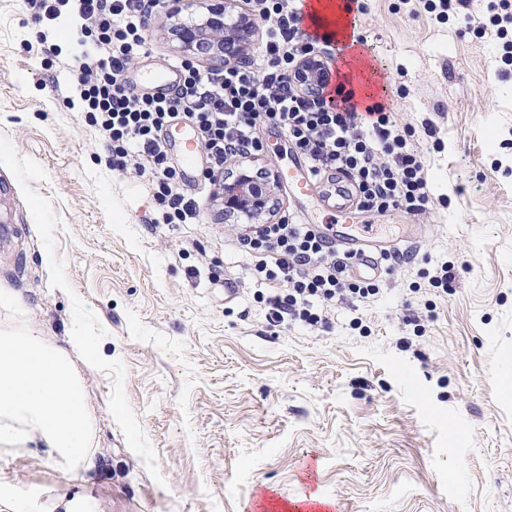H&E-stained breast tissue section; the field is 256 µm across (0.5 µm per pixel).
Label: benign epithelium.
I'll return each instance as SVG.
<instances>
[{"label": "benign epithelium", "mask_w": 512, "mask_h": 512, "mask_svg": "<svg viewBox=\"0 0 512 512\" xmlns=\"http://www.w3.org/2000/svg\"><path fill=\"white\" fill-rule=\"evenodd\" d=\"M198 0H174L171 7L170 34L182 52L201 55L215 66H221L245 54L257 31L254 18L241 14L231 24L226 22L228 9L235 0H205V12L197 21L184 22L180 13ZM326 72L324 58L307 57L299 62L295 80L304 90H315ZM271 171L261 168L252 173L243 168L226 169L215 174L219 186L217 201L224 217L243 214L258 220L271 211L270 202L277 184Z\"/></svg>", "instance_id": "benign-epithelium-1"}]
</instances>
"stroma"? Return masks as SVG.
I'll use <instances>...</instances> for the list:
<instances>
[{"label": "stroma", "instance_id": "35a3bbf8", "mask_svg": "<svg viewBox=\"0 0 512 512\" xmlns=\"http://www.w3.org/2000/svg\"><path fill=\"white\" fill-rule=\"evenodd\" d=\"M365 3L355 25L370 67L352 84L369 81L415 128L433 204L358 221L426 235L358 308L273 330L235 247L250 220L218 218L188 181L199 222L159 223L151 181L109 166L77 106L78 19L39 21L26 0H0V289L19 302L0 308V326L61 345L78 323L99 352L79 365L94 468L76 477L41 449H0V512L17 498L56 512L74 497L90 512H253L271 497L285 512L305 498L309 462L337 512H512V74L499 73L498 40L464 17ZM168 27L150 20L131 81L181 59ZM257 135L262 150L241 163L286 174L287 137ZM355 206L351 187L326 180L306 202L316 224ZM445 263L446 291L430 283ZM228 275L241 287L231 302Z\"/></svg>", "mask_w": 512, "mask_h": 512}]
</instances>
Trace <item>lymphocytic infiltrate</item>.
Returning a JSON list of instances; mask_svg holds the SVG:
<instances>
[{"label": "lymphocytic infiltrate", "instance_id": "1", "mask_svg": "<svg viewBox=\"0 0 512 512\" xmlns=\"http://www.w3.org/2000/svg\"><path fill=\"white\" fill-rule=\"evenodd\" d=\"M427 12L447 21L469 9L473 30H494L501 41L500 62L512 67V0H423ZM254 15L268 21L259 53L248 67L201 72L182 60L183 79L174 94H137L126 83L131 62L147 51L146 26L167 0H28L36 15L52 21L69 12L82 21L81 35L99 57L75 67L80 98L98 125L108 163L118 170L148 176L166 224H194L197 200L181 187L162 131L171 119L190 121L199 132L209 165L223 170L233 152L259 151L260 126H279L315 179L330 175L350 181L361 211L418 215L429 210L424 165L412 128H399L388 106L376 103L360 113L352 93L304 94L293 83L298 62L326 53L329 37H314L301 27L297 0H246ZM239 251L253 256V274L272 289L266 296L272 326L303 322L316 325V304L361 302L378 294L376 281L351 279L349 259L331 248L309 224L281 221L260 224L238 236Z\"/></svg>", "mask_w": 512, "mask_h": 512}]
</instances>
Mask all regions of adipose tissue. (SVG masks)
I'll use <instances>...</instances> for the list:
<instances>
[{
  "label": "adipose tissue",
  "instance_id": "obj_1",
  "mask_svg": "<svg viewBox=\"0 0 512 512\" xmlns=\"http://www.w3.org/2000/svg\"><path fill=\"white\" fill-rule=\"evenodd\" d=\"M91 361L94 350L79 327L66 346L33 327L0 329V447L22 448L40 441L49 457L69 473L94 466V429L85 405L75 357Z\"/></svg>",
  "mask_w": 512,
  "mask_h": 512
}]
</instances>
